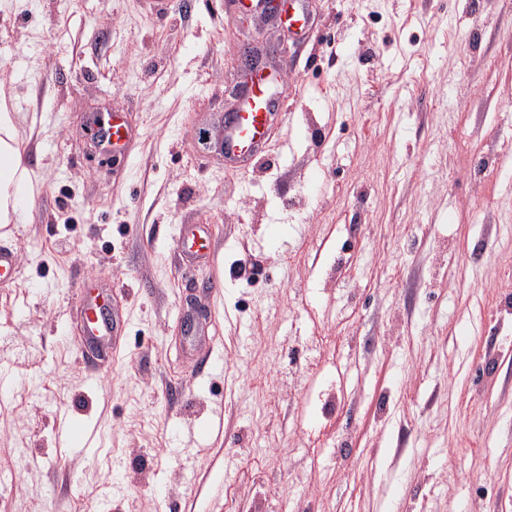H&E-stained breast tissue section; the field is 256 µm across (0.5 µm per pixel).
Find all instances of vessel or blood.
<instances>
[{"mask_svg":"<svg viewBox=\"0 0 512 512\" xmlns=\"http://www.w3.org/2000/svg\"><path fill=\"white\" fill-rule=\"evenodd\" d=\"M278 78L260 74L237 99L234 111L225 113L222 121L221 145L225 164L238 169L251 167L266 152L271 135L272 115L287 111L277 90ZM103 140L107 153L115 155L124 151L130 131L117 115H109L104 126ZM183 243L191 248L195 259L208 260L212 248L203 227L190 225L185 229ZM19 255L15 249L0 246V285L12 284L18 273ZM85 323L82 327V357L102 354L112 359L116 354V339L125 332L124 321L110 308V297L97 288L94 280L84 281L79 288Z\"/></svg>","mask_w":512,"mask_h":512,"instance_id":"obj_1","label":"vessel or blood"}]
</instances>
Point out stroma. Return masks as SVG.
I'll return each instance as SVG.
<instances>
[{"label":"stroma","instance_id":"obj_1","mask_svg":"<svg viewBox=\"0 0 512 512\" xmlns=\"http://www.w3.org/2000/svg\"><path fill=\"white\" fill-rule=\"evenodd\" d=\"M304 5L301 37L240 0H0V100L38 176L0 228V512H512V0ZM249 45L280 47L290 109L237 171L199 133ZM91 276L126 322L95 368ZM64 412L102 445L64 447ZM216 412L222 437H189ZM100 127L105 129L103 135L105 152L112 153L113 157L121 154L130 138V131L122 119L115 114L109 115L107 124L104 121ZM187 236L184 238L183 243L190 250L196 249V251L186 253L194 259L200 261H207L210 258L212 248L209 237L200 225H190L185 229ZM19 255L14 248L0 246V285L12 284L18 273Z\"/></svg>","mask_w":512,"mask_h":512}]
</instances>
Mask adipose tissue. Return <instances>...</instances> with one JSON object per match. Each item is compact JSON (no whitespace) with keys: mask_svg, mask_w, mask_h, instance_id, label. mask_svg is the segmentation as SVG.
<instances>
[{"mask_svg":"<svg viewBox=\"0 0 512 512\" xmlns=\"http://www.w3.org/2000/svg\"><path fill=\"white\" fill-rule=\"evenodd\" d=\"M34 172L18 143L15 115L0 104V224L14 223L19 215V191L31 184Z\"/></svg>","mask_w":512,"mask_h":512,"instance_id":"obj_1","label":"adipose tissue"}]
</instances>
